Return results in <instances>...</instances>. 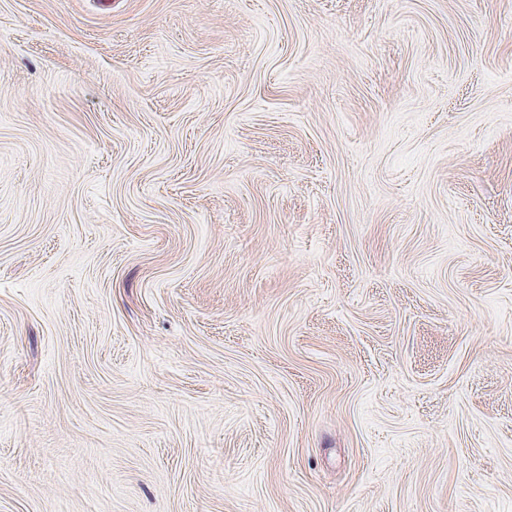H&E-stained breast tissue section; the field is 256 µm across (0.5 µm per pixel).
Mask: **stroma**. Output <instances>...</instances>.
<instances>
[{"mask_svg":"<svg viewBox=\"0 0 512 512\" xmlns=\"http://www.w3.org/2000/svg\"><path fill=\"white\" fill-rule=\"evenodd\" d=\"M0 512H512V0H0Z\"/></svg>","mask_w":512,"mask_h":512,"instance_id":"obj_1","label":"stroma"}]
</instances>
